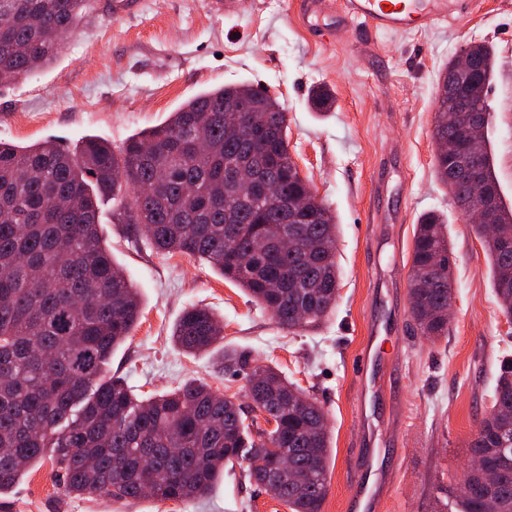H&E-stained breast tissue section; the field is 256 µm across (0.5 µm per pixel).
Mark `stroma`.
Here are the masks:
<instances>
[{
	"label": "stroma",
	"instance_id": "obj_1",
	"mask_svg": "<svg viewBox=\"0 0 512 512\" xmlns=\"http://www.w3.org/2000/svg\"><path fill=\"white\" fill-rule=\"evenodd\" d=\"M93 0L77 34L52 64L0 87V140H44L74 148L88 135L121 146L165 121L196 94L247 84L288 114V151L339 226L342 277L336 309L307 331L279 327L245 292L206 262L156 251L129 237L100 205L99 233L140 291L142 315L112 355L113 375L140 396L186 382L245 402V373L220 365L223 346L275 366L323 407L332 453L322 512H344L350 475L366 463L395 474L388 512H445L470 465L467 442L492 407L512 360V317L491 286L482 241L455 209L434 171L432 138L441 69L462 41L492 45L487 104L494 172L512 201V0H482L476 14L412 33L339 32L316 40L301 25L299 0H142L131 19ZM335 103L314 109L313 88ZM441 214L453 251L448 333L422 336L410 315L408 275L415 226ZM224 323V344L191 354L172 329L186 307ZM378 328L375 390L361 388L351 359L368 324ZM0 512H289L264 488L225 470L209 495L160 501L64 495L51 460L0 497Z\"/></svg>",
	"mask_w": 512,
	"mask_h": 512
}]
</instances>
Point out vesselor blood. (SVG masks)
Masks as SVG:
<instances>
[{
	"mask_svg": "<svg viewBox=\"0 0 512 512\" xmlns=\"http://www.w3.org/2000/svg\"><path fill=\"white\" fill-rule=\"evenodd\" d=\"M477 4L478 0H300V14L306 30L330 42L354 24L374 33L426 30ZM377 334V327L369 328L353 358L354 374H362L374 358ZM391 482V473L382 471L371 480L353 476L355 492L348 500V512H382Z\"/></svg>",
	"mask_w": 512,
	"mask_h": 512,
	"instance_id": "vessel-or-blood-1",
	"label": "vessel or blood"
}]
</instances>
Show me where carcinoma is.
Wrapping results in <instances>:
<instances>
[{
	"mask_svg": "<svg viewBox=\"0 0 512 512\" xmlns=\"http://www.w3.org/2000/svg\"><path fill=\"white\" fill-rule=\"evenodd\" d=\"M90 8L91 0H0V77L19 80L44 68ZM471 55L481 82H462L458 91L485 109L495 54L474 44ZM226 105L263 119L266 140L252 145L224 136ZM448 109V98L437 97L433 138L475 154L483 183L460 177L450 152L439 150L437 179L457 200L480 193L498 211L501 234L512 235V205L493 172L490 140L464 138ZM287 129L279 102L240 84L200 93L118 148L95 136L72 151L52 141H0V495L47 454L64 494L126 501L204 496L225 467L248 458L249 481L264 485L280 463L276 499L291 512H321L331 452L325 414L277 368L224 348V369L262 378L248 409L194 382L141 398L112 375V354L138 323L141 300L97 232V198L118 197L117 221L134 238L207 262L282 328L320 324L336 306L338 227L324 204L309 201L290 223L275 203L306 192L290 172ZM248 160L273 175L265 193L274 202L264 208L241 204V184L229 175ZM472 229L483 240L502 310L512 316V253L487 238L484 225ZM284 236L312 248L284 252ZM451 263L446 225L434 213L422 215L409 293L417 330L433 339L448 334ZM223 333L212 311L190 306L173 338L195 353L224 340ZM256 414L275 428L252 430ZM468 448L497 481L487 484L468 470L463 480L473 495L460 512H512V369L498 379L492 410Z\"/></svg>",
	"mask_w": 512,
	"mask_h": 512,
	"instance_id": "1",
	"label": "carcinoma"
}]
</instances>
